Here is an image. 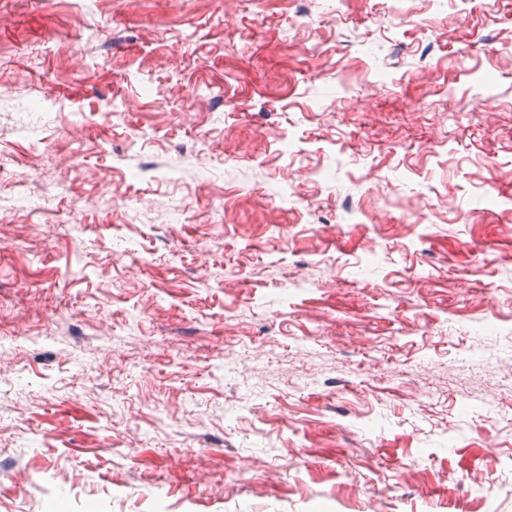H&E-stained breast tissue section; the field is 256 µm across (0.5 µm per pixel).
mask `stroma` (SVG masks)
I'll return each instance as SVG.
<instances>
[{
	"label": "stroma",
	"instance_id": "obj_1",
	"mask_svg": "<svg viewBox=\"0 0 512 512\" xmlns=\"http://www.w3.org/2000/svg\"><path fill=\"white\" fill-rule=\"evenodd\" d=\"M0 512H512V0H0Z\"/></svg>",
	"mask_w": 512,
	"mask_h": 512
}]
</instances>
